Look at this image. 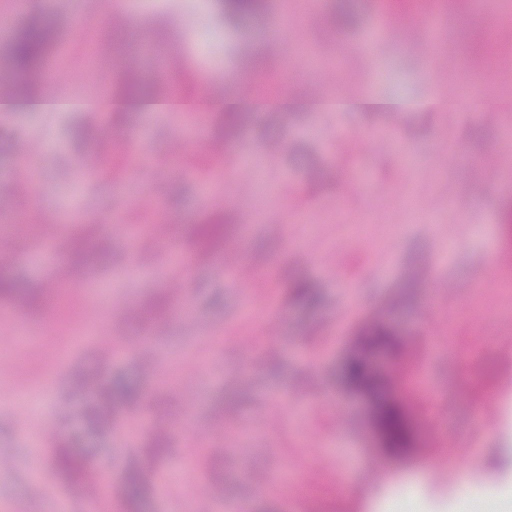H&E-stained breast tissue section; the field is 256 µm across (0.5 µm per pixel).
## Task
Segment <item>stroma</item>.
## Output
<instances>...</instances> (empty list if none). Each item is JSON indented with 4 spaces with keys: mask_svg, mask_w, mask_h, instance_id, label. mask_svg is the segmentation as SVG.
<instances>
[{
    "mask_svg": "<svg viewBox=\"0 0 512 512\" xmlns=\"http://www.w3.org/2000/svg\"><path fill=\"white\" fill-rule=\"evenodd\" d=\"M294 2L272 0L265 18L238 28L211 0H124V11H169L177 47L229 92L251 54L282 74L302 51L313 64L291 85L298 97L500 90L464 36L479 29L481 10L512 15V0H469L452 16L449 41L429 53L419 26L368 42L367 0L339 31L332 0H317L316 22L296 38L280 27ZM32 14L66 43L63 71L45 85L52 96H80L91 84L109 91L127 66L154 73L130 30L112 69L89 81L86 49L108 51L115 20L100 0H29L24 10L0 0V44ZM77 124L98 126L99 140L74 139ZM0 137L13 143L0 151V271L45 289L61 280L68 293L61 310L33 311L23 294L0 300V337L31 338L22 369L0 372V459L12 462L0 470V512H174V472L203 488L209 512H367L391 477L420 472L430 486L421 512H452L468 473L512 502V468H496L512 429V263L488 264L512 252L499 224L512 200V112H268L202 175L192 164L218 138L183 116L0 113ZM244 160L261 181L227 182ZM26 162L37 179L24 188L16 175ZM216 206L231 223L223 256L211 257L181 230ZM70 213L90 225L89 246L110 245L107 265L68 271ZM300 279L314 285L315 304L296 300ZM97 284L90 322L84 304ZM160 298L168 309L156 322L129 316ZM380 320L399 341L389 375L410 376L401 390L417 446L405 459L382 456L368 401L339 375L360 331ZM116 378L133 381L138 399L114 406L110 426L91 427L89 410ZM33 395L45 399L40 410ZM158 429L168 437L160 456L151 449ZM33 434L37 454L25 442ZM62 442L85 456L83 481L57 473ZM131 472L141 479L134 504L117 493Z\"/></svg>",
    "mask_w": 512,
    "mask_h": 512,
    "instance_id": "obj_1",
    "label": "stroma"
}]
</instances>
